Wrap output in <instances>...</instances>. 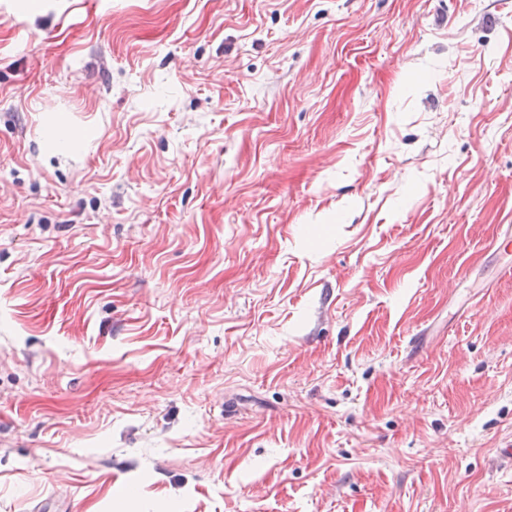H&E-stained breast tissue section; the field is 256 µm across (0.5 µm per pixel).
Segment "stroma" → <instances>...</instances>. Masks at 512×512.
I'll return each instance as SVG.
<instances>
[{
	"instance_id": "stroma-1",
	"label": "stroma",
	"mask_w": 512,
	"mask_h": 512,
	"mask_svg": "<svg viewBox=\"0 0 512 512\" xmlns=\"http://www.w3.org/2000/svg\"><path fill=\"white\" fill-rule=\"evenodd\" d=\"M512 0H0V512H512Z\"/></svg>"
}]
</instances>
